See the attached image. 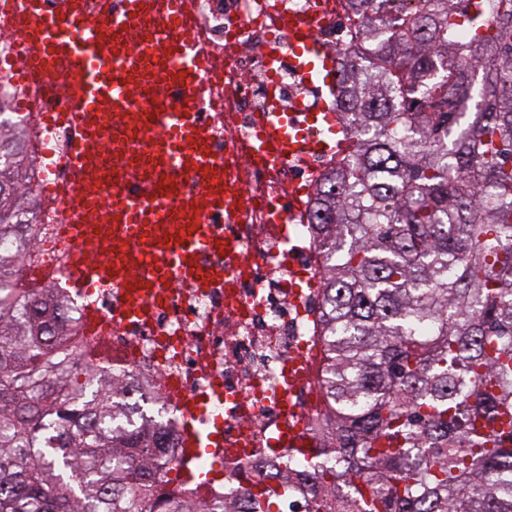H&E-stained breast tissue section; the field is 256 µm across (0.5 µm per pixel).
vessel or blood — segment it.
Listing matches in <instances>:
<instances>
[{
	"label": "vessel or blood",
	"instance_id": "vessel-or-blood-1",
	"mask_svg": "<svg viewBox=\"0 0 512 512\" xmlns=\"http://www.w3.org/2000/svg\"><path fill=\"white\" fill-rule=\"evenodd\" d=\"M314 16L285 23L281 54L301 60L304 78L334 83L335 55L316 48ZM0 32L20 51L9 76L52 98L45 113L72 135L63 166L70 227V284L98 318L97 299L113 295V321L145 322L174 284L208 288L224 279L223 237L247 205L235 167L224 164L204 115L217 103L204 92L214 62L192 32L185 0H100L90 16L78 0H8ZM288 129L257 122L250 158L267 169L287 157ZM199 180L183 191L184 177ZM186 456L224 457V429L187 426Z\"/></svg>",
	"mask_w": 512,
	"mask_h": 512
}]
</instances>
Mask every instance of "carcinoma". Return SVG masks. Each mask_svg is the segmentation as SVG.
Listing matches in <instances>:
<instances>
[{
    "label": "carcinoma",
    "mask_w": 512,
    "mask_h": 512,
    "mask_svg": "<svg viewBox=\"0 0 512 512\" xmlns=\"http://www.w3.org/2000/svg\"><path fill=\"white\" fill-rule=\"evenodd\" d=\"M350 2L376 39L336 68L358 139L313 212L336 441L306 466L323 494L353 472L349 512H512V0ZM22 137L0 118V237L34 220ZM65 321L0 255V512H146L141 434L111 380L70 381Z\"/></svg>",
    "instance_id": "cac0c4a2"
}]
</instances>
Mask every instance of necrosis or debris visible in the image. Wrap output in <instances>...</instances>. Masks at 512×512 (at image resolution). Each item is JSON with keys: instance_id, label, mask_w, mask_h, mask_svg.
Here are the masks:
<instances>
[{"instance_id": "necrosis-or-debris-1", "label": "necrosis or debris", "mask_w": 512, "mask_h": 512, "mask_svg": "<svg viewBox=\"0 0 512 512\" xmlns=\"http://www.w3.org/2000/svg\"><path fill=\"white\" fill-rule=\"evenodd\" d=\"M191 7L203 48L223 63L210 91L224 101L214 137L227 152L236 149L239 132L253 128L274 103L289 112L321 108L320 97L300 80L297 61L269 52L270 44L286 39L274 18L317 8L321 18L313 34L320 47L340 56L369 46L357 39L343 0H191ZM23 123L24 150L33 159L28 183L38 192L36 215L19 236L0 238V253L16 255L17 275L27 289L49 288L61 300L67 315L63 342L76 349L83 378L95 384L106 373L120 383L118 420L159 424L161 445L147 454L164 467L151 478L146 503L167 512L169 504H191L200 494L208 506L220 507L283 473L303 484L302 473L283 464L280 427L288 409L299 412L313 448L330 444L335 431L323 375L327 345L320 334L324 259L309 212L315 188L348 158L349 147L322 151L314 146L318 130L304 131L305 152L277 174L293 208L279 224L262 204L266 174L245 169L253 201L224 227L233 239V251L224 257V282L175 286L170 304L151 322H107L94 329L64 286L70 240L59 222L63 199L56 189L66 182L60 154L70 130L42 121L34 107L26 109ZM215 387L224 396L210 400L204 412L224 424V476L193 487L183 477L195 462L182 448L178 400Z\"/></svg>"}]
</instances>
